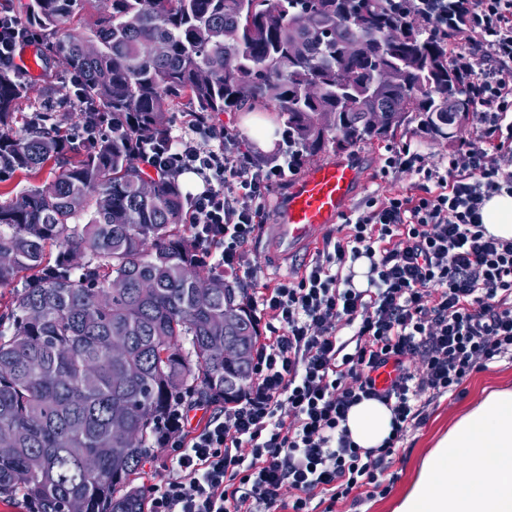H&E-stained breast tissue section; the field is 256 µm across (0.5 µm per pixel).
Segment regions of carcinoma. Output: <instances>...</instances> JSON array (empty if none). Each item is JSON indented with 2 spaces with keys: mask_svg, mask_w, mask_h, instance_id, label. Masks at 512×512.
Returning <instances> with one entry per match:
<instances>
[{
  "mask_svg": "<svg viewBox=\"0 0 512 512\" xmlns=\"http://www.w3.org/2000/svg\"><path fill=\"white\" fill-rule=\"evenodd\" d=\"M97 3L87 39L62 31ZM40 96L73 73L111 132L82 149L22 76L0 70V182L54 180L0 203V495L40 512H144L135 484L169 399L221 401L250 375L257 332L241 289L196 257L178 183L149 175L140 139L190 118L277 113L308 153L384 139L410 125L453 142L476 103L410 0H29ZM357 39L361 57L346 52ZM317 112L333 115L319 126ZM381 114L378 126L370 114ZM26 119L15 131L18 117ZM234 323L224 327V317ZM235 356H215L224 337ZM127 430L124 440L112 436ZM57 171V166L53 162L47 163L41 170L37 178L26 180L21 174L15 175L12 179L0 182V200H6L12 197L16 192L29 185L42 186L49 183Z\"/></svg>",
  "mask_w": 512,
  "mask_h": 512,
  "instance_id": "carcinoma-1",
  "label": "carcinoma"
}]
</instances>
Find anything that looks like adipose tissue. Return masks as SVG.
I'll return each mask as SVG.
<instances>
[{
    "instance_id": "1",
    "label": "adipose tissue",
    "mask_w": 512,
    "mask_h": 512,
    "mask_svg": "<svg viewBox=\"0 0 512 512\" xmlns=\"http://www.w3.org/2000/svg\"><path fill=\"white\" fill-rule=\"evenodd\" d=\"M392 413L365 400L348 413L352 440L379 447ZM391 512H512V389H495L462 412L423 456Z\"/></svg>"
}]
</instances>
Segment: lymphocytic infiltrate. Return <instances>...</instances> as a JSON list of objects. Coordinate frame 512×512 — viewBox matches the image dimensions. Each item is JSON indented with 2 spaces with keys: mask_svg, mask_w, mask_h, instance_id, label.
I'll use <instances>...</instances> for the list:
<instances>
[{
  "mask_svg": "<svg viewBox=\"0 0 512 512\" xmlns=\"http://www.w3.org/2000/svg\"><path fill=\"white\" fill-rule=\"evenodd\" d=\"M427 27L448 31L465 16L472 39L457 54L471 77L481 126L446 160L429 165L418 149L390 150L385 169L417 176L413 194L369 199L327 237L300 276L259 284L249 244L264 226L273 188L297 175L305 157L292 137L272 161L251 162L224 129L200 120L179 140L140 141L136 156L156 174L197 175L187 196L189 229L201 261L243 284L258 332L242 390L196 430L191 397L169 405L157 443L166 473L147 512H336L386 494L385 473L400 443L424 424L439 397L512 358V240L487 234L482 208L512 194V0H418ZM30 30L0 12V67L11 68ZM496 141L489 156L485 141ZM368 259L365 288L352 270ZM393 377L379 384L381 368ZM375 399L392 412L377 448L351 440L349 409Z\"/></svg>",
  "mask_w": 512,
  "mask_h": 512,
  "instance_id": "f902f5d3",
  "label": "lymphocytic infiltrate"
}]
</instances>
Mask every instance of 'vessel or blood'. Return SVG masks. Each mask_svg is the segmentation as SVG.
I'll return each instance as SVG.
<instances>
[{"instance_id":"vessel-or-blood-1","label":"vessel or blood","mask_w":512,"mask_h":512,"mask_svg":"<svg viewBox=\"0 0 512 512\" xmlns=\"http://www.w3.org/2000/svg\"><path fill=\"white\" fill-rule=\"evenodd\" d=\"M365 175L353 164L336 160L313 166L288 190L274 226V248L287 261L316 241L319 230L346 214Z\"/></svg>"}]
</instances>
